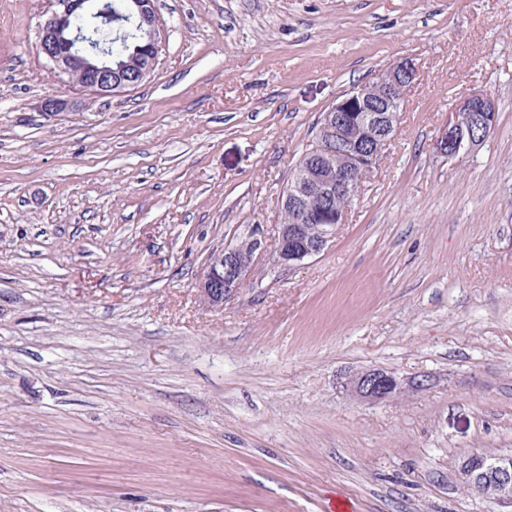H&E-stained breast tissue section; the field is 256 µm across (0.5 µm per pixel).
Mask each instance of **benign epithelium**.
Here are the masks:
<instances>
[{
  "label": "benign epithelium",
  "instance_id": "benign-epithelium-1",
  "mask_svg": "<svg viewBox=\"0 0 512 512\" xmlns=\"http://www.w3.org/2000/svg\"><path fill=\"white\" fill-rule=\"evenodd\" d=\"M47 17L38 26L37 50L64 84H75L94 95H108L134 87L151 73L156 54L135 68H112V45L98 46L89 39L81 19L98 16L112 28V0H50ZM137 11L121 16L122 23L160 47L161 30L154 0H136ZM419 69L404 58L380 70L372 79L353 87L323 113L314 147L301 157L288 181L283 208L292 222L254 224L234 245L213 252L200 276L198 291L211 311L253 282L256 261L266 254L277 268H293L325 250L344 223L347 209L335 208L338 197L353 198L376 168L396 131L407 91ZM496 121L492 97L469 96L448 116L435 143L437 152L455 158L486 139ZM315 196L322 207L312 208ZM344 385L368 402L387 400L424 386V380L403 381L396 374L369 368L349 376ZM457 478L470 495L500 507H512V453L488 455L474 450L460 459Z\"/></svg>",
  "mask_w": 512,
  "mask_h": 512
}]
</instances>
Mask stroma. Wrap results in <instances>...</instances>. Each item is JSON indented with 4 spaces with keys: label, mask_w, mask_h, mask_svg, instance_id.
<instances>
[{
    "label": "stroma",
    "mask_w": 512,
    "mask_h": 512,
    "mask_svg": "<svg viewBox=\"0 0 512 512\" xmlns=\"http://www.w3.org/2000/svg\"><path fill=\"white\" fill-rule=\"evenodd\" d=\"M47 7L0 0V512H486L456 468L512 451V0H156L154 72L106 96L38 56ZM404 57L329 247L206 311L210 254ZM476 92L496 127L448 159ZM371 367L425 386L362 401ZM496 106L492 97L477 93L469 96L448 116L435 149L440 154L455 158L467 154L486 139L496 121ZM473 120L481 128L480 135H472L470 125Z\"/></svg>",
    "instance_id": "stroma-1"
}]
</instances>
